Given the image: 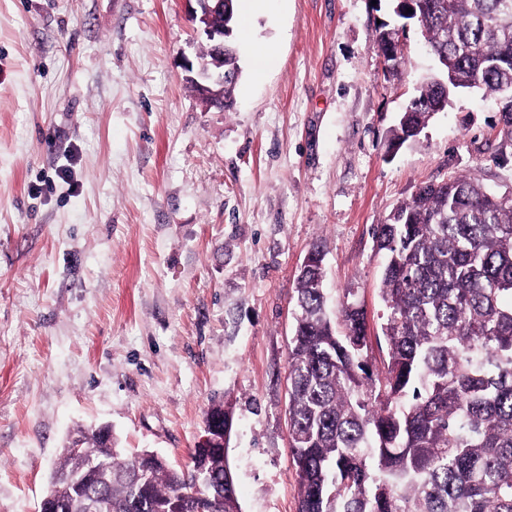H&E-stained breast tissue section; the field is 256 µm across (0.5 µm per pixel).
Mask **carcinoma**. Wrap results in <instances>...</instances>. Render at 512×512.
<instances>
[{
	"label": "carcinoma",
	"instance_id": "cac0c4a2",
	"mask_svg": "<svg viewBox=\"0 0 512 512\" xmlns=\"http://www.w3.org/2000/svg\"><path fill=\"white\" fill-rule=\"evenodd\" d=\"M430 50L452 79L424 83L389 145L417 136L472 82L500 97L512 84V0H412ZM224 102L240 75L225 42ZM374 237L385 252L380 295L384 370L366 361L367 319L349 300L328 312L324 271L300 268L289 346V439L297 512H512V198L493 201L458 175L420 185ZM234 425L213 405L206 423ZM105 469L74 489L53 485L60 512H240L227 457L193 449L190 465L120 459L94 433L59 471Z\"/></svg>",
	"mask_w": 512,
	"mask_h": 512
}]
</instances>
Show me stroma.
<instances>
[{
    "label": "stroma",
    "instance_id": "stroma-1",
    "mask_svg": "<svg viewBox=\"0 0 512 512\" xmlns=\"http://www.w3.org/2000/svg\"><path fill=\"white\" fill-rule=\"evenodd\" d=\"M394 20L390 0H271L220 108L189 80L184 0H0V512H38L81 431L185 465L218 403L241 512H297L288 345L310 246L328 305H365L379 369L375 226L451 175L512 188L477 90L388 151L438 72L414 27L386 69ZM256 43L276 51L259 78Z\"/></svg>",
    "mask_w": 512,
    "mask_h": 512
}]
</instances>
